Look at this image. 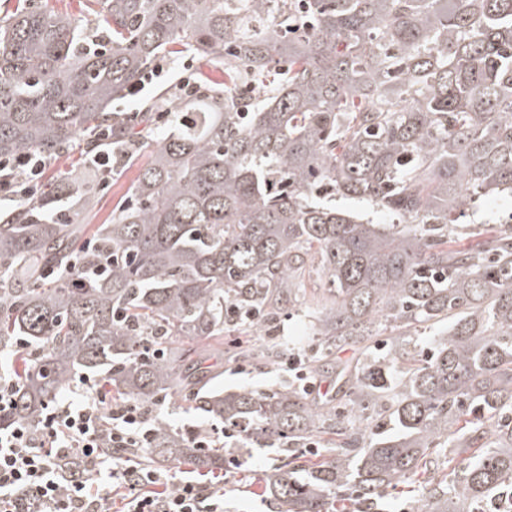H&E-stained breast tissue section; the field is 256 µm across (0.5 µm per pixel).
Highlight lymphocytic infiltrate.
Here are the masks:
<instances>
[{
	"label": "lymphocytic infiltrate",
	"mask_w": 512,
	"mask_h": 512,
	"mask_svg": "<svg viewBox=\"0 0 512 512\" xmlns=\"http://www.w3.org/2000/svg\"><path fill=\"white\" fill-rule=\"evenodd\" d=\"M155 430L139 403L111 401L80 377L36 423L0 429V512H224V497L184 475L174 478L110 461L104 448H149Z\"/></svg>",
	"instance_id": "lymphocytic-infiltrate-1"
}]
</instances>
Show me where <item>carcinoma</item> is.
<instances>
[{"instance_id": "carcinoma-1", "label": "carcinoma", "mask_w": 512, "mask_h": 512, "mask_svg": "<svg viewBox=\"0 0 512 512\" xmlns=\"http://www.w3.org/2000/svg\"><path fill=\"white\" fill-rule=\"evenodd\" d=\"M97 34L17 0L0 20V158L82 145V166L0 215V351L16 391L0 427L38 420L84 369L110 398L185 394L250 448L273 444L277 512H380L410 480L416 512H478L512 487V225L450 236L482 196H512V0H89ZM201 71L170 117L116 115L164 56ZM147 157L107 224L69 201L101 191L88 166ZM337 193L398 218L374 224ZM317 266L323 291L306 298ZM309 304L306 371L366 340L388 346L336 371L339 405L297 385L209 388L198 346L243 323L271 328ZM430 336L425 352L409 348ZM238 360L267 350L245 340ZM147 467L219 469L155 425ZM320 438L322 447L305 446ZM449 476L427 477L432 456Z\"/></svg>"}]
</instances>
